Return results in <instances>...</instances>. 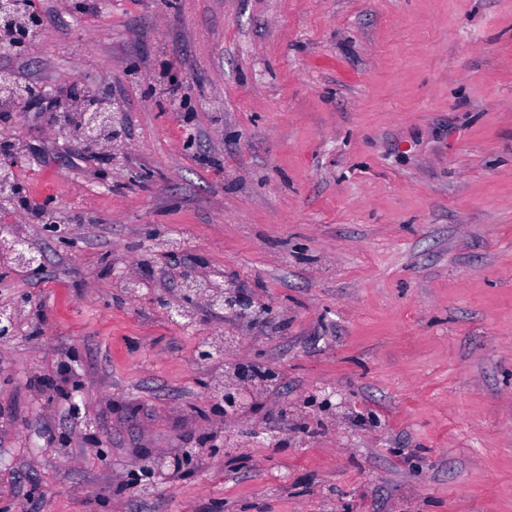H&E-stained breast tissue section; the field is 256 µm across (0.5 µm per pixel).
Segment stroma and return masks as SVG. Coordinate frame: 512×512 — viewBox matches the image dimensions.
<instances>
[{
	"mask_svg": "<svg viewBox=\"0 0 512 512\" xmlns=\"http://www.w3.org/2000/svg\"><path fill=\"white\" fill-rule=\"evenodd\" d=\"M33 7L0 53L43 89L0 121L28 202L0 228L45 257L0 260V305L41 301L0 343V512H512V0ZM101 84L117 165L51 121ZM186 263L270 306L233 355L279 372L280 443L134 496L141 455L224 439L196 361L223 318L155 303Z\"/></svg>",
	"mask_w": 512,
	"mask_h": 512,
	"instance_id": "stroma-1",
	"label": "stroma"
}]
</instances>
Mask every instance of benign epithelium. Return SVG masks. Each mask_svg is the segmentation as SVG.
<instances>
[{
  "instance_id": "1",
  "label": "benign epithelium",
  "mask_w": 512,
  "mask_h": 512,
  "mask_svg": "<svg viewBox=\"0 0 512 512\" xmlns=\"http://www.w3.org/2000/svg\"><path fill=\"white\" fill-rule=\"evenodd\" d=\"M41 30L40 15L20 8V0H0V45L27 49ZM32 87L18 82L9 71L0 70V101L15 112L24 111L32 101ZM60 127L73 132L89 148L115 145L125 133V111L121 103L105 96L94 98L83 95L76 102V108L58 119ZM15 145L0 146V205L3 203L22 204L25 202L19 188L10 179V159L18 156ZM0 255L10 257L17 268L36 270L41 266V255L34 247H25L19 237L0 230ZM182 283L179 297L169 300L160 297L158 306L174 319L195 320V307L203 302L211 310L221 314L224 321L236 326L253 322L259 315L270 313L269 306L259 298L249 295L234 280L224 278L216 282L194 266L177 270ZM38 303L31 297L16 300L0 306V341L10 340L15 333L16 321L26 309H33ZM279 379L278 372L262 363L256 364L255 373L246 371L241 362L232 360L224 368V380L209 387L210 401L215 413L224 421L235 422L247 415L256 405L258 394L274 388ZM262 434L257 425L242 427L237 431V448L251 445ZM228 441L207 448H182L175 455V467L182 466L193 455L229 454ZM166 455L149 457V469L144 471L145 481L136 485L142 493L151 492L159 478L165 476Z\"/></svg>"
}]
</instances>
